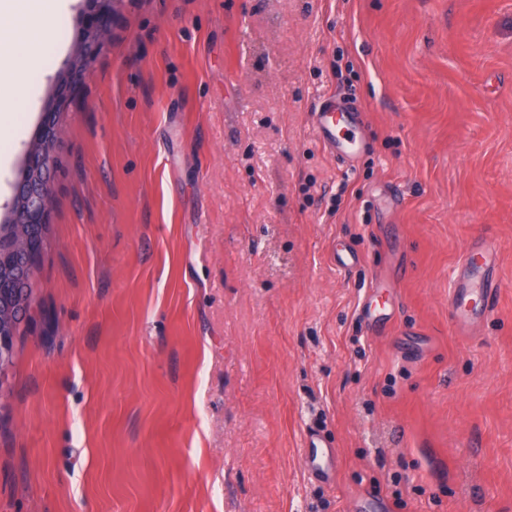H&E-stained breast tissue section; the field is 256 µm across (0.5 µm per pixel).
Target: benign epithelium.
<instances>
[{
    "label": "benign epithelium",
    "instance_id": "benign-epithelium-1",
    "mask_svg": "<svg viewBox=\"0 0 512 512\" xmlns=\"http://www.w3.org/2000/svg\"><path fill=\"white\" fill-rule=\"evenodd\" d=\"M89 12L103 19L118 16L125 0H86ZM110 40L105 23L85 26L81 30L76 49L64 73L57 79L55 93L45 114L42 127L26 151V160L3 223L16 224L27 229L25 242L15 249L0 244V260L11 263L17 285L32 276L44 240L41 230L49 224L52 208L50 175L54 168L56 130L69 112L72 93L77 84L91 72L96 56ZM30 310L28 301L18 297L8 305L0 303V371L9 364L13 353L16 331Z\"/></svg>",
    "mask_w": 512,
    "mask_h": 512
}]
</instances>
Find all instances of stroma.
I'll return each mask as SVG.
<instances>
[{
    "mask_svg": "<svg viewBox=\"0 0 512 512\" xmlns=\"http://www.w3.org/2000/svg\"><path fill=\"white\" fill-rule=\"evenodd\" d=\"M88 20L12 85L1 208ZM110 27L0 396V512H512V0H127ZM328 97L363 113L353 159L313 131ZM481 236L500 299L460 336ZM496 246L476 241L460 265L455 287L448 300L452 326L461 336L472 334L499 302L500 282L494 271L499 264ZM303 457L308 472L318 481L331 483L336 478L338 453L317 431H310L304 441Z\"/></svg>",
    "mask_w": 512,
    "mask_h": 512,
    "instance_id": "obj_1",
    "label": "stroma"
}]
</instances>
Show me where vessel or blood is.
Here are the masks:
<instances>
[{
    "mask_svg": "<svg viewBox=\"0 0 512 512\" xmlns=\"http://www.w3.org/2000/svg\"><path fill=\"white\" fill-rule=\"evenodd\" d=\"M343 113L327 107L314 113L313 128L318 139L329 150H336L340 142L337 131L343 124ZM499 264L496 246L474 242L460 265L456 285L448 300L452 326L462 336L471 335L487 315L493 313L499 302L500 282L494 271ZM303 457L308 472L323 483L336 478L338 453L318 432H309L304 441Z\"/></svg>",
    "mask_w": 512,
    "mask_h": 512,
    "instance_id": "1",
    "label": "vessel or blood"
}]
</instances>
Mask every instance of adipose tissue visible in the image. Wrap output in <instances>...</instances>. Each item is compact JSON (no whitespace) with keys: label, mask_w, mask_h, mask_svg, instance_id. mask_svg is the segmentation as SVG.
I'll list each match as a JSON object with an SVG mask.
<instances>
[{"label":"adipose tissue","mask_w":512,"mask_h":512,"mask_svg":"<svg viewBox=\"0 0 512 512\" xmlns=\"http://www.w3.org/2000/svg\"><path fill=\"white\" fill-rule=\"evenodd\" d=\"M70 0H0V98L8 97L12 65L31 59L49 42V20L68 10Z\"/></svg>","instance_id":"obj_1"}]
</instances>
